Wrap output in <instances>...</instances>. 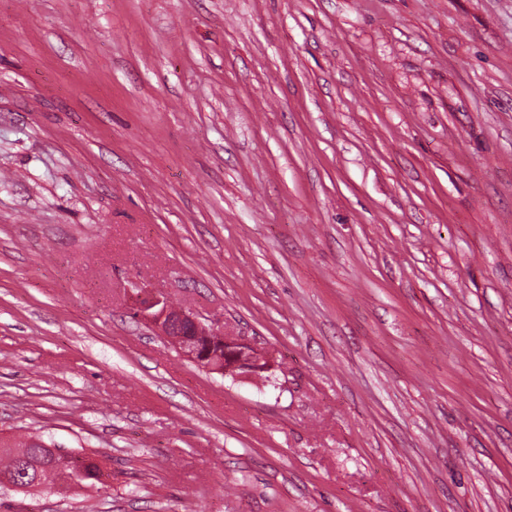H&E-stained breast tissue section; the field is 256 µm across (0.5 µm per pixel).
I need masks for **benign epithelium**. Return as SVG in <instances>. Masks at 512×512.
Returning <instances> with one entry per match:
<instances>
[{"mask_svg": "<svg viewBox=\"0 0 512 512\" xmlns=\"http://www.w3.org/2000/svg\"><path fill=\"white\" fill-rule=\"evenodd\" d=\"M133 315L156 328L158 335L189 360L209 370L237 378L273 369L262 350L242 338L226 336L203 324L197 316L167 300L141 299L133 308Z\"/></svg>", "mask_w": 512, "mask_h": 512, "instance_id": "1", "label": "benign epithelium"}]
</instances>
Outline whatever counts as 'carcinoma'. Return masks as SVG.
<instances>
[{
	"label": "carcinoma",
	"mask_w": 512,
	"mask_h": 512,
	"mask_svg": "<svg viewBox=\"0 0 512 512\" xmlns=\"http://www.w3.org/2000/svg\"><path fill=\"white\" fill-rule=\"evenodd\" d=\"M14 474L29 486L43 479L55 491L93 488L104 483L106 476L96 455L57 453L41 440L0 448V477Z\"/></svg>",
	"instance_id": "1"
}]
</instances>
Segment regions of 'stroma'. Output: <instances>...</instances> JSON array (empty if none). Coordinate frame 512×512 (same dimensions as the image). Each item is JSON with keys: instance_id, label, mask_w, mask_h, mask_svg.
Returning a JSON list of instances; mask_svg holds the SVG:
<instances>
[{"instance_id": "obj_1", "label": "stroma", "mask_w": 512, "mask_h": 512, "mask_svg": "<svg viewBox=\"0 0 512 512\" xmlns=\"http://www.w3.org/2000/svg\"><path fill=\"white\" fill-rule=\"evenodd\" d=\"M32 435L108 477L0 512H512V0H0V442ZM133 315L156 328L158 336L171 342L189 360L209 370L237 378L273 369L262 350L242 338L224 336L168 300L141 299L133 308Z\"/></svg>"}]
</instances>
